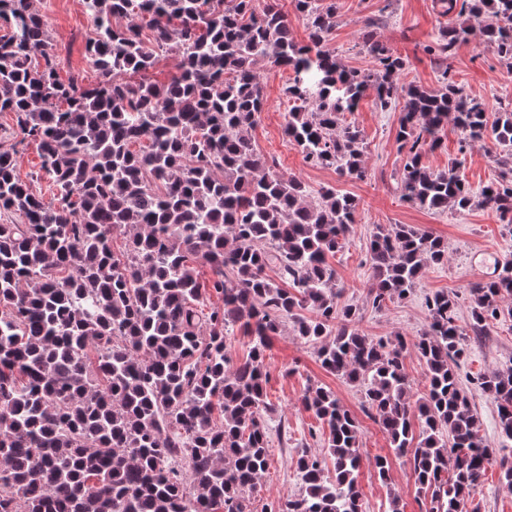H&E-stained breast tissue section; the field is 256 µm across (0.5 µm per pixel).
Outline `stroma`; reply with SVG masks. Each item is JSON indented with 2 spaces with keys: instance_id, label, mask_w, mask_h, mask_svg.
<instances>
[{
  "instance_id": "stroma-1",
  "label": "stroma",
  "mask_w": 512,
  "mask_h": 512,
  "mask_svg": "<svg viewBox=\"0 0 512 512\" xmlns=\"http://www.w3.org/2000/svg\"><path fill=\"white\" fill-rule=\"evenodd\" d=\"M33 9L47 24L59 60L61 78L78 73L85 83L96 84L97 73L86 60V45L95 35L93 18L84 0H31ZM338 14L331 42L340 62L348 68H364L369 57L363 50L364 34L386 45L404 59L401 86L438 87L442 72H449L473 98L489 110L512 105V71L500 60L494 44L472 38L450 56L440 59L424 52L448 24L444 0H337ZM266 106L252 136L258 151L276 160L281 172L305 182L311 192L336 189L355 197L359 203L356 222L346 248L332 263L343 286L340 304L363 308L361 328L374 338L402 334L414 342L428 326L426 300L438 291H464L473 282L485 280L493 271L481 263L485 253L495 262L512 256V237L503 235L497 215L476 208L463 214L432 212L404 202L394 180L402 164L397 135L402 103L386 111L376 108L373 95H366L348 121L359 128L366 143L364 160L369 170L366 181L339 178L334 170L306 164L301 153L289 146L283 125L289 110L282 89L291 76L288 69L265 65L261 68ZM441 141L429 151L424 162L443 170L458 163L461 177L473 189L495 181L504 166L495 160L491 143L461 148L460 132L445 124ZM409 224L441 238L448 249V261L429 267L409 297L375 311L365 306L366 285L371 278L367 254L376 225ZM468 353L461 364L465 373L503 371L512 365V317L496 322L486 335L469 336ZM270 409L266 414L270 434V460L264 476L248 491L250 512H264L268 505L298 494L300 480L295 468L304 454L328 459V430L307 411L302 397L308 385L331 390L341 405L358 420L363 455H385L390 460V484H383L370 467H362L358 483L366 512H387L388 495L396 493L403 512H425L426 504L417 494L405 457L392 454L386 435L365 411L358 387L327 372L314 346L299 340L292 326H284L273 338L264 357ZM468 512H512V488L505 485L498 466L486 470L468 505Z\"/></svg>"
}]
</instances>
